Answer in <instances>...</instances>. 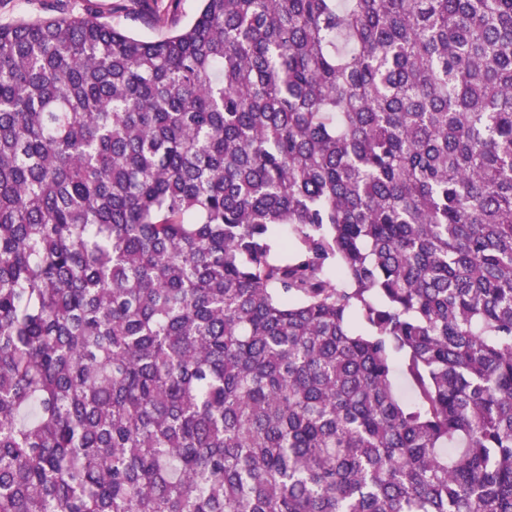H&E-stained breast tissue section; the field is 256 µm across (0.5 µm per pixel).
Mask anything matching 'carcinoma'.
I'll use <instances>...</instances> for the list:
<instances>
[{"mask_svg": "<svg viewBox=\"0 0 512 512\" xmlns=\"http://www.w3.org/2000/svg\"><path fill=\"white\" fill-rule=\"evenodd\" d=\"M201 2L0 22V512H512V0ZM65 5L66 10L87 8L113 25L131 31L140 39H155L183 27L196 17L198 0H0V22L47 15Z\"/></svg>", "mask_w": 512, "mask_h": 512, "instance_id": "obj_1", "label": "carcinoma"}]
</instances>
